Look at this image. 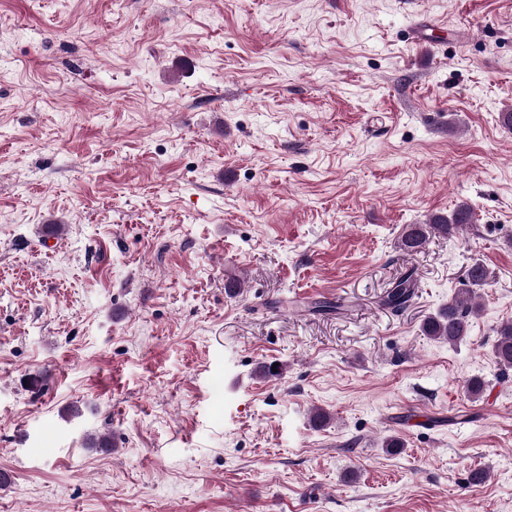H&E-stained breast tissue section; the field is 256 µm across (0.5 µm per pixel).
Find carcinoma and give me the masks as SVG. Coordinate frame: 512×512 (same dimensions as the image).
<instances>
[{
	"label": "carcinoma",
	"instance_id": "cac0c4a2",
	"mask_svg": "<svg viewBox=\"0 0 512 512\" xmlns=\"http://www.w3.org/2000/svg\"><path fill=\"white\" fill-rule=\"evenodd\" d=\"M473 208L467 203L459 204L450 214H433L424 224H409L403 231L398 248L403 253L417 252L426 244L429 236L448 237L465 224L474 223ZM486 271L480 264L468 270L463 288L448 300L437 313L426 317L421 325L422 332L433 338L457 346L469 337L470 318L479 312L473 299L486 284ZM417 278L409 270L400 276L382 298V305L396 313L403 311L412 299ZM493 355L503 372L512 369V322H503L496 329Z\"/></svg>",
	"mask_w": 512,
	"mask_h": 512
}]
</instances>
